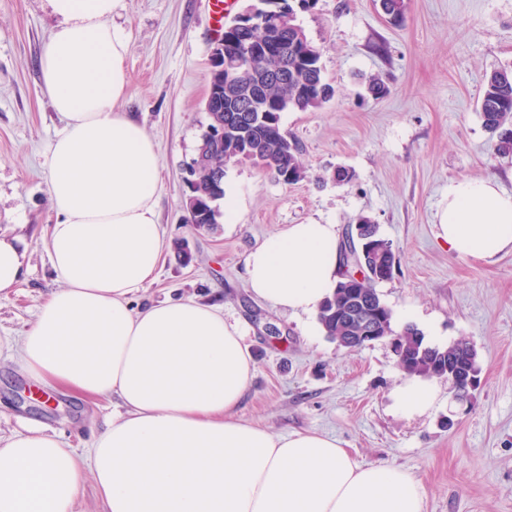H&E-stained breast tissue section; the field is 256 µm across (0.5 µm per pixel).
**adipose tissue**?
Instances as JSON below:
<instances>
[{
	"mask_svg": "<svg viewBox=\"0 0 512 512\" xmlns=\"http://www.w3.org/2000/svg\"><path fill=\"white\" fill-rule=\"evenodd\" d=\"M60 23L39 57L42 89L64 125L46 156L56 220L47 250L61 283L35 321L6 338L25 377L115 402L89 448L24 420L0 443V512H72L91 474L106 512H425L406 470L358 462L336 438L280 436L234 416L253 374L238 326L194 300L133 307L168 247L158 222L159 155L116 104L128 91L125 0H48ZM435 235L449 252H512V194L490 178L450 181ZM336 227L290 224L250 251L252 294L317 311L340 281ZM396 410L431 412L439 388L410 375Z\"/></svg>",
	"mask_w": 512,
	"mask_h": 512,
	"instance_id": "obj_1",
	"label": "adipose tissue"
}]
</instances>
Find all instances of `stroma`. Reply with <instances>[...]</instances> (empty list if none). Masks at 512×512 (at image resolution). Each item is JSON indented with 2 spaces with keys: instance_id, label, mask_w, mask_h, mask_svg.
<instances>
[{
  "instance_id": "1",
  "label": "stroma",
  "mask_w": 512,
  "mask_h": 512,
  "mask_svg": "<svg viewBox=\"0 0 512 512\" xmlns=\"http://www.w3.org/2000/svg\"><path fill=\"white\" fill-rule=\"evenodd\" d=\"M405 5L399 23L377 0H317L298 12L337 90L317 110L281 115L308 176L286 185L248 163L226 166L237 223L195 228L184 220V176L208 123L216 40L208 0H126L114 18L131 36L129 90L118 108L158 147L159 222L169 242L137 301L191 298L242 328L254 373L239 420L278 435L326 434L361 463L405 469L426 487V512H512V252L492 262L461 258L434 230L449 181L494 175L512 193V157L495 154L480 114L487 76L512 66V0ZM57 24L47 0H0V236L18 239L24 254L19 285L0 297V338L26 329L60 286L46 249L54 215L44 162L63 120L39 72ZM372 77L386 95L367 92ZM339 166L354 171L352 183L331 181ZM361 216L399 260L378 286L395 328L410 311L428 344L464 339L476 350L479 383L467 399L454 400L441 377L437 408L402 417L392 393L405 374L387 342L345 349L325 336L316 314L275 308L247 288L248 253L286 225L332 224L343 239ZM41 398L1 348V438L35 417L84 448L112 416L104 400Z\"/></svg>"
}]
</instances>
